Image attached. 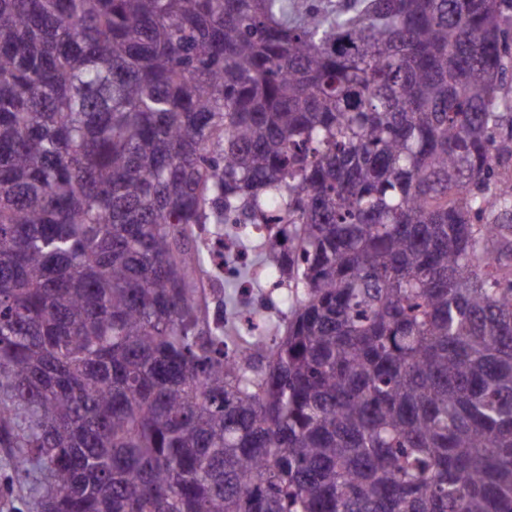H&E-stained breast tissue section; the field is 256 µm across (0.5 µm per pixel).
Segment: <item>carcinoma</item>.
<instances>
[{"label":"carcinoma","mask_w":512,"mask_h":512,"mask_svg":"<svg viewBox=\"0 0 512 512\" xmlns=\"http://www.w3.org/2000/svg\"><path fill=\"white\" fill-rule=\"evenodd\" d=\"M512 0H0V448L38 512H512ZM284 324L224 328L203 235ZM216 255L224 252V273L232 275L236 269V265L244 260L239 252L237 241L234 236H224V245L222 243H214L211 245Z\"/></svg>","instance_id":"carcinoma-1"}]
</instances>
